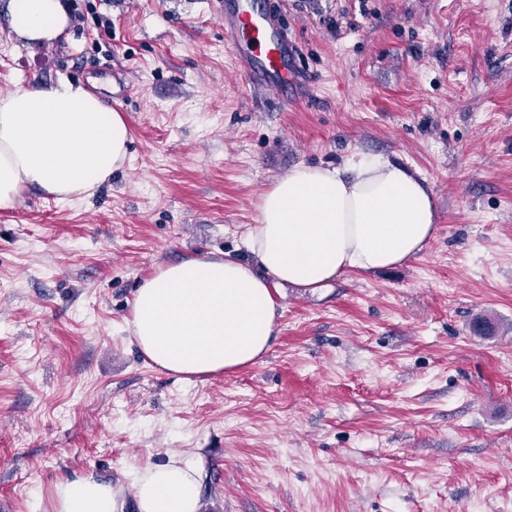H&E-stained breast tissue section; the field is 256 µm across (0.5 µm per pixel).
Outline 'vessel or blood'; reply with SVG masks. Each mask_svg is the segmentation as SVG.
Returning a JSON list of instances; mask_svg holds the SVG:
<instances>
[{
  "label": "vessel or blood",
  "instance_id": "obj_1",
  "mask_svg": "<svg viewBox=\"0 0 512 512\" xmlns=\"http://www.w3.org/2000/svg\"><path fill=\"white\" fill-rule=\"evenodd\" d=\"M219 13L224 18L225 45L237 69L283 105L294 104V76L288 68L291 43L274 0L261 7L254 0H221Z\"/></svg>",
  "mask_w": 512,
  "mask_h": 512
}]
</instances>
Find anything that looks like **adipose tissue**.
<instances>
[{"label": "adipose tissue", "instance_id": "obj_1", "mask_svg": "<svg viewBox=\"0 0 512 512\" xmlns=\"http://www.w3.org/2000/svg\"><path fill=\"white\" fill-rule=\"evenodd\" d=\"M10 29L44 44L68 25L61 0H9ZM131 132L87 85L59 78L0 93V209L29 188L61 200L93 194L125 161ZM425 179L383 154L299 164L259 197L250 260L196 256L138 288L126 321L140 351L183 379L262 361L277 333L276 294L315 291L336 276L395 267L437 232ZM138 512H198L200 472L174 458L132 474ZM122 490L92 474L58 481L46 512H118Z\"/></svg>", "mask_w": 512, "mask_h": 512}]
</instances>
